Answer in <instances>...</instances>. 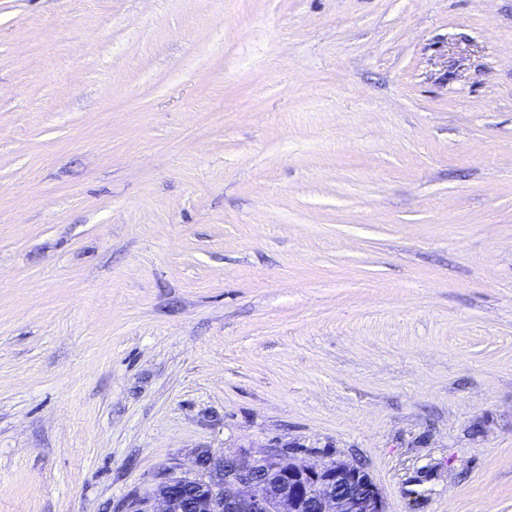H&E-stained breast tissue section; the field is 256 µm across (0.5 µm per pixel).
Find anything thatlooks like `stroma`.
Masks as SVG:
<instances>
[{
  "label": "stroma",
  "instance_id": "obj_1",
  "mask_svg": "<svg viewBox=\"0 0 512 512\" xmlns=\"http://www.w3.org/2000/svg\"><path fill=\"white\" fill-rule=\"evenodd\" d=\"M274 445L512 512V0H0V512Z\"/></svg>",
  "mask_w": 512,
  "mask_h": 512
}]
</instances>
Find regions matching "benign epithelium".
I'll return each instance as SVG.
<instances>
[{"mask_svg":"<svg viewBox=\"0 0 512 512\" xmlns=\"http://www.w3.org/2000/svg\"><path fill=\"white\" fill-rule=\"evenodd\" d=\"M127 512H388L364 465L349 460L311 464L269 448L198 453L194 469L163 467L152 488Z\"/></svg>","mask_w":512,"mask_h":512,"instance_id":"1","label":"benign epithelium"}]
</instances>
